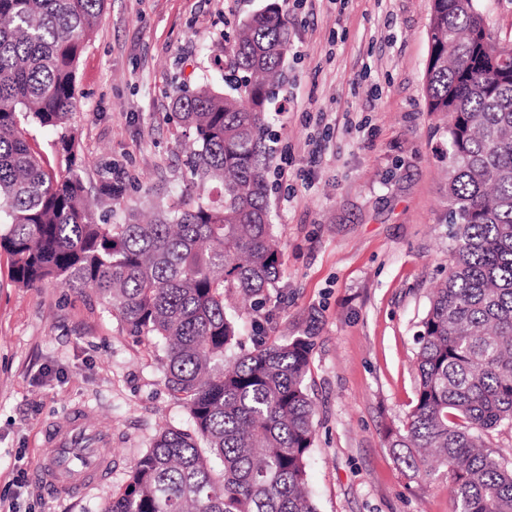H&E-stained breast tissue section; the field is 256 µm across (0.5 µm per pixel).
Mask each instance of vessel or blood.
<instances>
[{
    "label": "vessel or blood",
    "instance_id": "1",
    "mask_svg": "<svg viewBox=\"0 0 512 512\" xmlns=\"http://www.w3.org/2000/svg\"><path fill=\"white\" fill-rule=\"evenodd\" d=\"M44 445L33 478L58 499L84 493L112 466V437L97 427L93 413L84 407L74 408L64 422L49 426Z\"/></svg>",
    "mask_w": 512,
    "mask_h": 512
}]
</instances>
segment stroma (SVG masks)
Listing matches in <instances>:
<instances>
[{"label":"stroma","instance_id":"1","mask_svg":"<svg viewBox=\"0 0 512 512\" xmlns=\"http://www.w3.org/2000/svg\"><path fill=\"white\" fill-rule=\"evenodd\" d=\"M268 0H107L76 72L67 129L97 193L126 188L112 223L198 189L179 86L223 89L236 25ZM291 46L268 114V200L282 276L239 316L255 337L312 331L308 478L318 512H449L448 484L407 483L385 443L417 383L416 336L453 241L442 123L423 94L432 0H278ZM160 348L90 289L22 288L0 258V512H103L166 428H192L165 386ZM86 406L112 436V476L75 499L32 478L44 430Z\"/></svg>","mask_w":512,"mask_h":512}]
</instances>
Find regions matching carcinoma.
I'll return each mask as SVG.
<instances>
[{
	"label": "carcinoma",
	"mask_w": 512,
	"mask_h": 512,
	"mask_svg": "<svg viewBox=\"0 0 512 512\" xmlns=\"http://www.w3.org/2000/svg\"><path fill=\"white\" fill-rule=\"evenodd\" d=\"M105 0H0V255L15 284L90 288L131 333L162 346L164 381L193 430L167 429L133 464L104 512H317L307 459L314 337L238 345L226 301L257 309L281 250L267 198L266 112L290 47L277 0L240 22L229 91L181 88L171 118L192 134L187 165L217 204L178 201L154 219L107 222L124 189L89 201L74 139L57 175L26 124L59 127ZM476 0H432L423 93L447 120L448 276L417 336L418 385L387 447L408 482L443 477L451 512H512V469L485 435L512 425V41Z\"/></svg>",
	"instance_id": "1"
}]
</instances>
